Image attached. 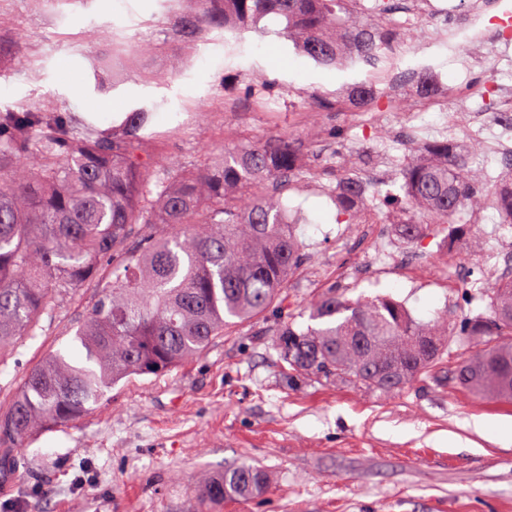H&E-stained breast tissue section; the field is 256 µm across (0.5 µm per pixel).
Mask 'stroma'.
Returning a JSON list of instances; mask_svg holds the SVG:
<instances>
[{"label": "stroma", "mask_w": 512, "mask_h": 512, "mask_svg": "<svg viewBox=\"0 0 512 512\" xmlns=\"http://www.w3.org/2000/svg\"><path fill=\"white\" fill-rule=\"evenodd\" d=\"M187 0H0V35L16 40L0 59V112L54 104L78 127L119 125L147 107L142 152L207 166L220 153L288 133L318 172L285 195L297 222L304 264L289 278L284 313H271L217 337L199 357L157 374L121 381L78 421L34 432L0 465V512H512V444L471 428L473 418L512 420V402L474 395L454 375L469 348L451 338L440 373L399 391L345 381L290 378L274 348L279 325L309 323L308 307L330 285L348 298L392 296L422 321L457 326L484 312L471 284L499 213L492 200L469 215L467 247L447 234L407 245L393 224L395 206L372 224H341L330 193L335 166L370 165L391 146L403 112L378 113L370 132L350 119L348 88L373 87L376 64L355 59L323 67L300 53L282 22L262 31H215L196 43L168 37ZM426 75L435 106L425 130L399 151L422 162L436 140L445 85L488 82L462 73L447 47L432 48ZM96 103L95 114L81 106ZM320 105L317 120L307 113ZM405 255L401 266L362 273L377 235ZM85 288L61 316L17 340L0 360V410L43 357L84 350L71 327L94 303ZM247 463L268 476L246 499L214 503L207 479Z\"/></svg>", "instance_id": "1"}]
</instances>
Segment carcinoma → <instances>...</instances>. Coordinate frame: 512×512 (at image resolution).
Listing matches in <instances>:
<instances>
[{
    "label": "carcinoma",
    "instance_id": "carcinoma-1",
    "mask_svg": "<svg viewBox=\"0 0 512 512\" xmlns=\"http://www.w3.org/2000/svg\"><path fill=\"white\" fill-rule=\"evenodd\" d=\"M191 2L172 19L175 41L256 30L272 16L299 36L303 55L334 66L342 48L368 59L385 39L349 6L353 0ZM150 120L148 110H134L108 132L80 135L51 108L0 113V357L55 319L80 289L103 288L74 326L85 359L58 350L27 371L0 411L1 448L73 422L121 380L171 369L224 332L266 316L303 261L295 225L284 221L283 194L309 174L292 137L277 134L185 171L141 153L139 132ZM429 153L401 167L400 235L416 243L428 225L446 224L463 247L466 229L457 217L482 207L485 176L445 140ZM340 185L339 221L358 224L379 208L346 165ZM495 203L501 223L512 224V181L501 183ZM474 298L487 302V313L460 325L459 338L475 352L455 380L477 395L512 401V276L486 283ZM310 320L276 333L274 348L291 376L398 390L435 372L448 351V322L417 321L389 296L353 301L333 284L315 298ZM265 480L262 469L242 465L205 490L212 501L247 498Z\"/></svg>",
    "mask_w": 512,
    "mask_h": 512
}]
</instances>
